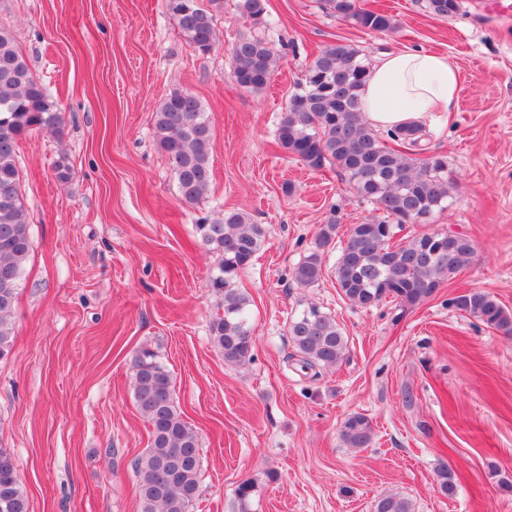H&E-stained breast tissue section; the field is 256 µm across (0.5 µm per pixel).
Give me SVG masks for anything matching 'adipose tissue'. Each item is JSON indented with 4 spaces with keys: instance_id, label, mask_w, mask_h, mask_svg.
Segmentation results:
<instances>
[{
    "instance_id": "1",
    "label": "adipose tissue",
    "mask_w": 512,
    "mask_h": 512,
    "mask_svg": "<svg viewBox=\"0 0 512 512\" xmlns=\"http://www.w3.org/2000/svg\"><path fill=\"white\" fill-rule=\"evenodd\" d=\"M461 75L446 55L405 49L371 66L362 95L369 124L387 132L454 111Z\"/></svg>"
}]
</instances>
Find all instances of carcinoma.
<instances>
[{"mask_svg": "<svg viewBox=\"0 0 512 512\" xmlns=\"http://www.w3.org/2000/svg\"><path fill=\"white\" fill-rule=\"evenodd\" d=\"M323 9L375 32L394 28L392 16L361 7L358 0H321ZM185 42L206 54L216 41L214 17L204 0H164ZM427 11L448 17L461 0H425ZM241 18L251 25L231 45L234 76L240 87L260 92L269 84L276 57L259 33L268 24L265 0H238ZM370 65L351 44L324 46L307 67L278 118L277 139L289 156L313 169L329 166L349 181L377 215L350 225L333 267L336 288L352 306L370 308L391 300L402 309L414 308L470 265L474 247L459 236L422 234L396 243L407 224H425L448 207L457 183L448 177V159L440 153L416 156L422 127L410 125L381 134L362 111L361 95ZM62 117L46 88L31 72L14 37L0 27V360L13 348V310L24 265L31 251L29 214L21 191L18 139L33 129L61 132ZM155 138L173 172L181 199L199 201L209 190L211 125L199 99L174 90L154 115ZM203 245L216 252L219 263L209 288L220 298L222 312L213 317L210 335L224 363L242 367L253 361L254 339L249 296L234 286L265 240V228L241 210L228 211L208 224L197 225ZM336 217L321 225L308 253L293 268L303 288L323 277L326 252L335 242ZM457 310L498 332L512 335V312L490 293L470 290L451 299ZM288 335L303 370L328 369L346 355L348 339L335 318L311 303L288 323ZM136 408L149 424L150 444L134 462L140 512H191L198 496L202 464L197 433L174 400L171 373L159 353L141 346L131 362ZM348 448H367L373 439L369 418L348 415L339 430ZM442 495L452 498L454 472L436 470ZM256 494L253 480L235 490L234 512H250ZM0 512H29L28 497L17 475L14 454L0 447ZM373 512H413L412 503L387 494Z\"/></svg>", "mask_w": 512, "mask_h": 512, "instance_id": "obj_1", "label": "carcinoma"}]
</instances>
